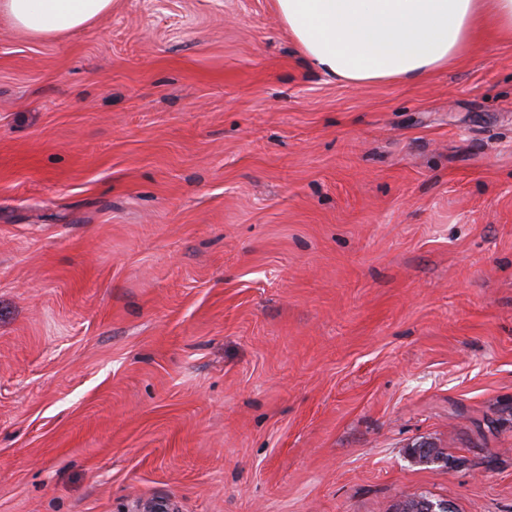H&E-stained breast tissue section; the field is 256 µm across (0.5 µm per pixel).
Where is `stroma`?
<instances>
[{
    "label": "stroma",
    "instance_id": "obj_1",
    "mask_svg": "<svg viewBox=\"0 0 512 512\" xmlns=\"http://www.w3.org/2000/svg\"><path fill=\"white\" fill-rule=\"evenodd\" d=\"M420 494L512 512V39L353 87L274 0L0 17V512ZM111 9L112 0L0 1V15L14 29L44 40L85 27Z\"/></svg>",
    "mask_w": 512,
    "mask_h": 512
}]
</instances>
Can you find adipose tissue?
Listing matches in <instances>:
<instances>
[{
    "label": "adipose tissue",
    "instance_id": "adipose-tissue-1",
    "mask_svg": "<svg viewBox=\"0 0 512 512\" xmlns=\"http://www.w3.org/2000/svg\"><path fill=\"white\" fill-rule=\"evenodd\" d=\"M308 65L346 84L421 80L473 49L484 26L512 38V0H274ZM112 0H0L12 27L52 39Z\"/></svg>",
    "mask_w": 512,
    "mask_h": 512
}]
</instances>
